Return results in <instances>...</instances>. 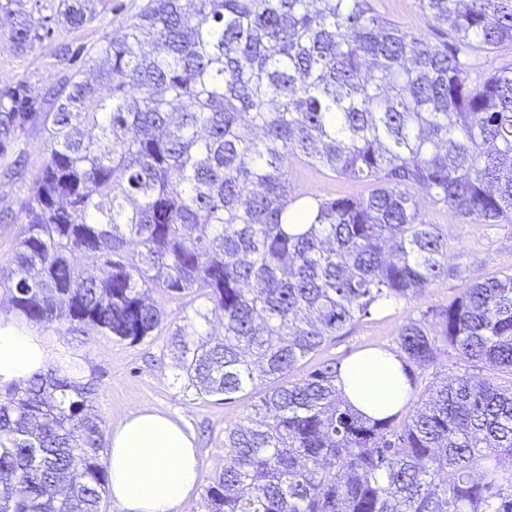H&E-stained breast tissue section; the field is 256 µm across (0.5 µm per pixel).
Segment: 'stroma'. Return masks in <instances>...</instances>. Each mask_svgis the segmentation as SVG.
Instances as JSON below:
<instances>
[{"instance_id":"1","label":"stroma","mask_w":512,"mask_h":512,"mask_svg":"<svg viewBox=\"0 0 512 512\" xmlns=\"http://www.w3.org/2000/svg\"><path fill=\"white\" fill-rule=\"evenodd\" d=\"M143 0H112L111 7L85 27L55 29L42 43L24 54L0 48V77L25 80L38 91L54 86L66 69L60 55L62 47H93L105 43L112 29L134 15ZM376 9L404 29L426 35L432 41L447 38L417 7L415 0H374ZM25 170L34 174L42 160L44 137L39 129H30L22 138ZM0 175V190L9 201L7 210L15 212L24 200L29 182ZM432 222L441 224L448 236L449 266H465L467 278L449 276L415 298L408 309L386 308L348 328L342 336L327 341L320 350L300 361L288 375L298 382L326 360L344 361L364 349L396 348L398 331L406 318H420L422 313L448 306L461 294L467 279L491 277L512 270V224L487 227L467 220L454 219L440 207L427 206ZM50 350V365H63L74 373L97 381L99 394L95 403L105 429H113L127 414L142 408H154L179 418L193 434L200 459L199 485L188 512H202L203 495L213 478L224 467V430L244 422L251 404L268 389V382L258 383L231 400L198 396L174 369L176 353L168 332L134 344L90 332L79 338L65 334L61 325L42 328ZM469 374L495 383L507 384L506 375L473 367L470 360L450 347L437 353L433 364L418 370L419 387Z\"/></svg>"}]
</instances>
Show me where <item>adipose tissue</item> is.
Returning a JSON list of instances; mask_svg holds the SVG:
<instances>
[{"label":"adipose tissue","instance_id":"ef3b65f1","mask_svg":"<svg viewBox=\"0 0 512 512\" xmlns=\"http://www.w3.org/2000/svg\"><path fill=\"white\" fill-rule=\"evenodd\" d=\"M49 348L27 325L0 320V384L44 368ZM342 399L370 419L405 409L410 386L393 353L364 350L344 361L336 378ZM110 491L122 512H183L199 478L193 439L170 415L152 408L131 412L109 437Z\"/></svg>","mask_w":512,"mask_h":512}]
</instances>
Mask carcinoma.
I'll list each match as a JSON object with an SVG mask.
<instances>
[{"label":"carcinoma","mask_w":512,"mask_h":512,"mask_svg":"<svg viewBox=\"0 0 512 512\" xmlns=\"http://www.w3.org/2000/svg\"><path fill=\"white\" fill-rule=\"evenodd\" d=\"M0 0L23 53L92 3ZM451 42L383 17L371 0H145L83 52L50 106L0 86V160L20 176V135H45L0 287L35 325L60 320L138 343L170 327L154 290L202 298L171 343L188 386L231 400L278 382L224 430L205 512H512V382L429 385L399 425L339 396L338 363L288 373L347 327L405 307L448 277V236L422 199L493 227L512 223V0H417ZM366 195L298 194L293 161ZM224 333L211 331L213 319ZM408 319L399 358L436 339L512 377V272L477 279ZM97 388L58 369L0 398V512H100L108 483Z\"/></svg>","instance_id":"1"}]
</instances>
